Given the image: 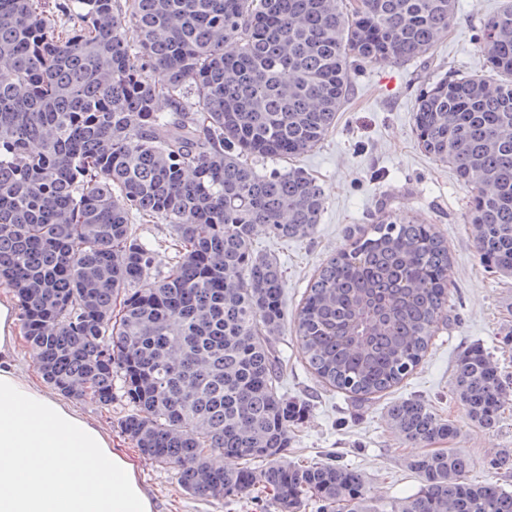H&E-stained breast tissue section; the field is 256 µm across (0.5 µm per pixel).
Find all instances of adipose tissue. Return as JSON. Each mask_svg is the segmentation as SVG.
<instances>
[{
    "label": "adipose tissue",
    "mask_w": 512,
    "mask_h": 512,
    "mask_svg": "<svg viewBox=\"0 0 512 512\" xmlns=\"http://www.w3.org/2000/svg\"><path fill=\"white\" fill-rule=\"evenodd\" d=\"M0 299V512H155L139 465L64 396L21 376Z\"/></svg>",
    "instance_id": "obj_1"
}]
</instances>
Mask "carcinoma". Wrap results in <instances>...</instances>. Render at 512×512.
Returning a JSON list of instances; mask_svg holds the SVG:
<instances>
[{"instance_id": "carcinoma-1", "label": "carcinoma", "mask_w": 512, "mask_h": 512, "mask_svg": "<svg viewBox=\"0 0 512 512\" xmlns=\"http://www.w3.org/2000/svg\"><path fill=\"white\" fill-rule=\"evenodd\" d=\"M456 0H0V287L14 292L43 380L104 408L190 495H270L275 512H512V492L469 478L434 444L457 434L432 405H391L387 425L427 451L412 496L380 502L332 458L284 464L288 422L309 403L280 393L285 274L254 233L304 240L325 199L299 157L349 100L355 64L427 56ZM136 32L131 42L129 30ZM234 40L238 52L224 54ZM482 71L416 95L421 149L469 188L482 262L512 275V0L480 28ZM166 224L169 271L149 281ZM449 308L448 245L435 225L380 216L328 259L293 320L325 385L360 400L409 376ZM120 379V391L112 381ZM512 394L483 348L463 353L454 395L491 430ZM243 461L226 470L222 458ZM490 468L512 473V448ZM139 235L155 244L156 252L154 262L149 271V278H157L164 275L169 270L171 264V253L164 246H160L158 241L169 238L168 226L166 224H137Z\"/></svg>"}]
</instances>
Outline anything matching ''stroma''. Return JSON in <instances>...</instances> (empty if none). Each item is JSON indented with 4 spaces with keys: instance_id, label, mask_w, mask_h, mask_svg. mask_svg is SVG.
Masks as SVG:
<instances>
[{
    "instance_id": "obj_1",
    "label": "stroma",
    "mask_w": 512,
    "mask_h": 512,
    "mask_svg": "<svg viewBox=\"0 0 512 512\" xmlns=\"http://www.w3.org/2000/svg\"><path fill=\"white\" fill-rule=\"evenodd\" d=\"M500 4L501 0H457L448 37L431 59L355 69L350 98L335 128L319 147L295 161L325 193L316 234L303 241L276 240L261 229L255 235L256 249L274 254L285 270L284 307L291 318L317 269L347 247L351 232L369 227L375 213L418 217L435 225L448 241L450 316L439 322L426 355L397 386L355 401L318 381L293 335L281 336L278 343L284 359L282 394L310 405L301 422L288 425L291 444L283 462L317 461L334 454L337 462L359 470L370 496L384 502L411 496L421 487L419 476L407 466L416 448L404 444L386 424L388 407L411 397L426 400L454 424L457 435L449 445L472 459V480L512 491V474L489 469L485 463L491 451L512 448V400L497 428L484 431L471 424L452 391L458 358L475 346L491 352L512 383V341L506 337L512 330V278L498 277L484 267L463 219L468 189L448 166L425 155L413 133L415 97L422 83L451 71L479 70L476 38L483 19ZM74 406L108 432L114 445L134 452L119 428L126 411L123 402L105 409L83 398ZM140 478L156 512L263 510L262 503L251 498L223 503L190 496L171 469L150 457Z\"/></svg>"
}]
</instances>
